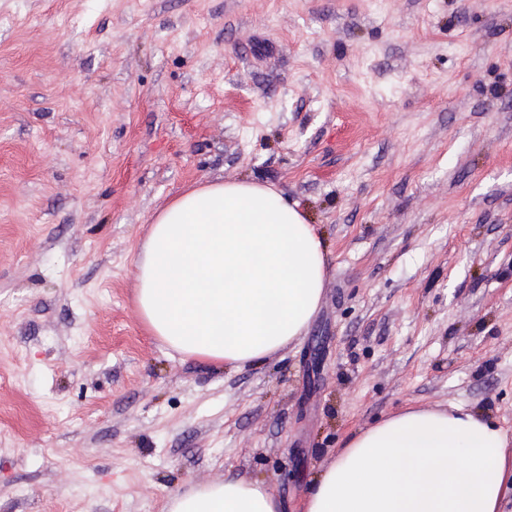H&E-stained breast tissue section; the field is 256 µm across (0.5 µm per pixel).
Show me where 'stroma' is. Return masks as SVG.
<instances>
[{"instance_id": "stroma-1", "label": "stroma", "mask_w": 512, "mask_h": 512, "mask_svg": "<svg viewBox=\"0 0 512 512\" xmlns=\"http://www.w3.org/2000/svg\"><path fill=\"white\" fill-rule=\"evenodd\" d=\"M250 180L326 248L301 339L230 371L135 306L155 214ZM460 404L512 439V0H0V512H300L354 433ZM282 509L270 483L230 477L172 495L166 512H283Z\"/></svg>"}]
</instances>
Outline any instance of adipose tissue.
I'll list each match as a JSON object with an SVG mask.
<instances>
[{
    "label": "adipose tissue",
    "instance_id": "obj_1",
    "mask_svg": "<svg viewBox=\"0 0 512 512\" xmlns=\"http://www.w3.org/2000/svg\"><path fill=\"white\" fill-rule=\"evenodd\" d=\"M135 304L186 359L238 371L300 340L323 296L326 255L307 214L271 186L207 182L149 226ZM512 442L464 406L409 407L359 431L316 475L303 512H501ZM265 481L227 478L172 495L167 512H281Z\"/></svg>",
    "mask_w": 512,
    "mask_h": 512
}]
</instances>
